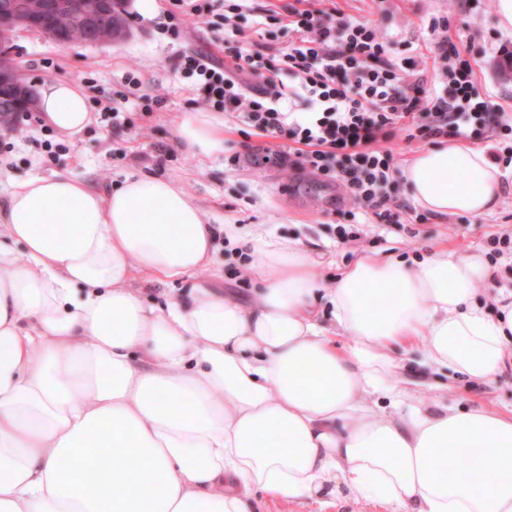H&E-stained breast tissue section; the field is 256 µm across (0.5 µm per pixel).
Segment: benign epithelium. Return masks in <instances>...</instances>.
<instances>
[{
	"instance_id": "1",
	"label": "benign epithelium",
	"mask_w": 512,
	"mask_h": 512,
	"mask_svg": "<svg viewBox=\"0 0 512 512\" xmlns=\"http://www.w3.org/2000/svg\"><path fill=\"white\" fill-rule=\"evenodd\" d=\"M75 27L83 31L87 46L126 40L132 35L126 0H0V113L37 108L35 89L17 72V34L36 32L65 47Z\"/></svg>"
}]
</instances>
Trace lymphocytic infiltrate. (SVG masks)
<instances>
[{
    "mask_svg": "<svg viewBox=\"0 0 512 512\" xmlns=\"http://www.w3.org/2000/svg\"><path fill=\"white\" fill-rule=\"evenodd\" d=\"M243 9V0H224L228 63L189 50L180 56L182 74L196 79L207 108L279 139L275 164L341 186L349 217L399 224L406 205L392 195L400 169L386 145L397 133L429 144L476 140L496 165L512 164V147L502 143L512 136V114L479 87L475 60L453 40L447 18L428 23L430 80L415 60L394 55L378 24L344 17L324 0H286L271 12L292 33L284 47L245 40L237 23ZM287 77L305 111L285 109Z\"/></svg>",
    "mask_w": 512,
    "mask_h": 512,
    "instance_id": "1",
    "label": "lymphocytic infiltrate"
}]
</instances>
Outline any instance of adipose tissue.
I'll return each mask as SVG.
<instances>
[{
    "label": "adipose tissue",
    "mask_w": 512,
    "mask_h": 512,
    "mask_svg": "<svg viewBox=\"0 0 512 512\" xmlns=\"http://www.w3.org/2000/svg\"><path fill=\"white\" fill-rule=\"evenodd\" d=\"M38 108L69 137L92 122L71 82L44 84ZM176 136L224 152L206 113H184ZM501 175L453 139L403 170L414 204L441 215L492 210ZM224 237L238 241L236 226L210 223L165 177L133 173L107 192L65 174L9 178L0 512H249L255 489L295 499L340 483L397 512H512V412L407 406L395 377L399 347L472 381L512 364V299L496 315L476 301L493 276L481 256L365 254L327 286L296 243L260 235L241 301L198 276ZM141 281L181 290L154 305Z\"/></svg>",
    "instance_id": "obj_1"
}]
</instances>
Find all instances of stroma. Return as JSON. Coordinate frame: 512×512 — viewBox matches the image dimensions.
Returning <instances> with one entry per match:
<instances>
[{"label":"stroma","instance_id":"stroma-1","mask_svg":"<svg viewBox=\"0 0 512 512\" xmlns=\"http://www.w3.org/2000/svg\"><path fill=\"white\" fill-rule=\"evenodd\" d=\"M130 2L133 33L126 41L109 47L77 42L59 47L34 33L18 35L17 69L25 82L36 88L51 80L86 84L87 103L95 121L77 139L66 141L59 133L41 130V115L33 113L26 125L14 132L11 152L0 156L1 169L16 177L65 173L99 190L112 189L132 171L154 172L178 181L207 214L236 225L241 238L271 233L299 243L320 262L327 280L370 252L410 259L445 242L457 254L482 255L489 235L512 229L509 186L496 208L485 215L433 214L422 221L408 211L402 214L400 225L371 220L363 224L359 240H341L337 227L348 223L350 208L341 188L300 171L271 164L255 167L244 157L247 146L275 151L279 140L245 134L242 125L220 112L213 113L212 118L224 126V154L200 163L180 149L176 126L183 113L203 111L204 93L181 77L178 67L183 51H215L221 33L218 28L193 22L181 39L169 38L158 28L168 7L166 0H156L157 8L149 16L142 14L140 0ZM277 4L278 0H252L239 20L247 39L263 43L273 38L279 45H287L292 37L287 27L264 17L265 10ZM336 5L346 17L382 24L393 42V51L402 58H420L429 38V18L446 17L453 39L471 47L484 91L512 113V71L500 73L493 55L499 45L512 41V30L499 28L496 0H336ZM132 67L138 69L141 84L119 102L121 123L104 121V107L115 92L123 90ZM144 95L164 99L159 112L148 120L142 118L139 106ZM47 138L65 141V150L44 153L39 143ZM236 154L242 160L234 167L228 159ZM398 359V379L417 383L429 398L460 408L512 410L511 371L472 382L433 373L415 353H399ZM250 504L251 512H395L389 504L354 499L344 487L321 501L286 500L256 491Z\"/></svg>","mask_w":512,"mask_h":512}]
</instances>
